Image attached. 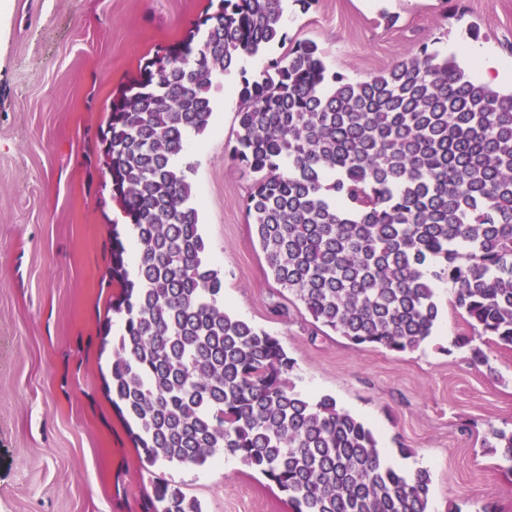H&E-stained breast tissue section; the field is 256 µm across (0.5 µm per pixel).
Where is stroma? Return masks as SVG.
<instances>
[{
	"instance_id": "1",
	"label": "stroma",
	"mask_w": 512,
	"mask_h": 512,
	"mask_svg": "<svg viewBox=\"0 0 512 512\" xmlns=\"http://www.w3.org/2000/svg\"><path fill=\"white\" fill-rule=\"evenodd\" d=\"M0 12V512H143L163 476L201 512H291L239 460L146 471L106 397L101 349L119 206L97 133L113 92L161 45L183 40L209 0H8ZM291 41H315L328 71L367 80L422 48L480 44L512 59V0H316L289 5ZM207 134L191 138L193 193L224 308L276 336L307 397L330 395L374 432L389 462L431 474L430 512H512V469L483 446L512 429V350L473 365L447 282L439 320L414 352L318 335L271 277L249 224L251 180L230 156L236 106L216 88ZM410 448L411 456L399 454Z\"/></svg>"
}]
</instances>
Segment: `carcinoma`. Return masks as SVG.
I'll return each mask as SVG.
<instances>
[{
    "mask_svg": "<svg viewBox=\"0 0 512 512\" xmlns=\"http://www.w3.org/2000/svg\"><path fill=\"white\" fill-rule=\"evenodd\" d=\"M286 2L217 0L112 95L98 144L124 230L112 225L104 279L123 329L105 393L151 467L232 457L291 512H430L429 471L383 461L336 398L297 391L295 359L224 310V273L207 256L185 146L210 128L221 76L285 42ZM237 120L231 158L252 177L245 209L266 266L313 323L413 351L432 336L443 280L472 332L454 346L476 365L492 343L512 348V91L425 49L353 81L303 40L242 77ZM485 447L512 471V431L492 430ZM152 484L143 512H200L176 482Z\"/></svg>",
    "mask_w": 512,
    "mask_h": 512,
    "instance_id": "carcinoma-1",
    "label": "carcinoma"
}]
</instances>
